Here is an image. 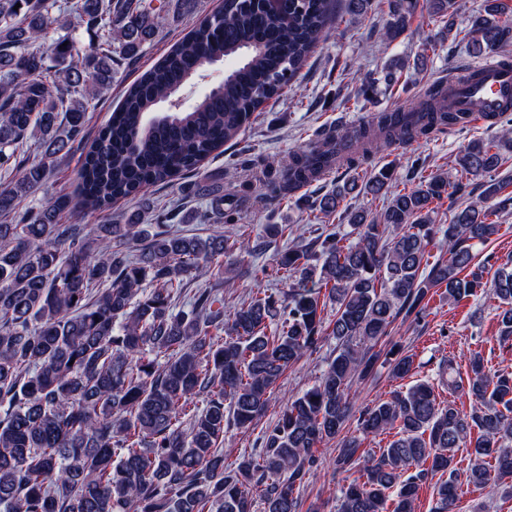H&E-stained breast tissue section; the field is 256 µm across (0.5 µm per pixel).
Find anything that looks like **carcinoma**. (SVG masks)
Listing matches in <instances>:
<instances>
[{
    "instance_id": "1",
    "label": "carcinoma",
    "mask_w": 512,
    "mask_h": 512,
    "mask_svg": "<svg viewBox=\"0 0 512 512\" xmlns=\"http://www.w3.org/2000/svg\"><path fill=\"white\" fill-rule=\"evenodd\" d=\"M153 0H73L70 14L94 40L79 52L57 0H0V167L14 173L0 189V512H302L299 489L317 448L339 439L338 471L362 472L339 498L338 512H413L422 484L438 472L432 512H452L460 481L454 450L475 448L465 480L486 484V459L512 477V373L492 370L479 354L466 374L448 365V393L471 401L464 411L437 402L434 385L417 382L355 410L352 387L380 365L403 378L413 357L385 348L397 318H418L433 289L460 301L481 286L484 264L474 242L512 210L508 177L491 173L512 159V105L494 115L493 144L473 142L458 155L459 178L432 173L389 193L384 167L363 186L347 181L312 199L309 210H337L356 189L387 197L379 211L347 210L351 232L317 235L276 253L289 281L279 293L256 291L224 311L215 288L185 297V281L212 274L233 253L277 247L280 224L255 241L233 234L206 238L145 224H60L74 208L68 195L25 210L62 151L86 136L89 109L112 84V66L134 59L164 24ZM457 28L458 0H425ZM419 0H389L384 37L403 34ZM335 0H224L124 93L88 146L77 170L80 203L91 215L144 188L196 169L251 125L279 97L332 29ZM507 0H484L465 36L481 57L512 43L501 16ZM56 35L48 37L50 29ZM233 61L223 86L170 111L163 104L212 63ZM401 58L381 77L365 76L358 93L377 94L403 71ZM64 113V123L57 122ZM448 103L444 82L430 84L406 112L383 111L370 123L338 128L291 155L267 176L287 194L321 178L337 158L355 167L393 145H411L467 123ZM34 143L38 158L19 153ZM484 186L478 200L433 223L435 201ZM442 234L448 259L429 263ZM139 246L138 254L130 248ZM335 313L324 324L321 290ZM492 294L501 304L499 342H512V260L499 265ZM336 355L314 384L291 396L263 431L260 447L224 467V434L248 430L269 406L278 381L326 338ZM356 419V433L344 430ZM395 431L379 454L366 438Z\"/></svg>"
}]
</instances>
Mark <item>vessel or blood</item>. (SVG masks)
Returning a JSON list of instances; mask_svg holds the SVG:
<instances>
[{
    "mask_svg": "<svg viewBox=\"0 0 512 512\" xmlns=\"http://www.w3.org/2000/svg\"><path fill=\"white\" fill-rule=\"evenodd\" d=\"M475 71L476 78L465 84L449 79L448 101L456 109L468 111L469 124L480 126L492 121L495 112L512 104V68L492 62L476 66ZM474 100L482 103V111L469 112V104Z\"/></svg>",
    "mask_w": 512,
    "mask_h": 512,
    "instance_id": "vessel-or-blood-1",
    "label": "vessel or blood"
}]
</instances>
